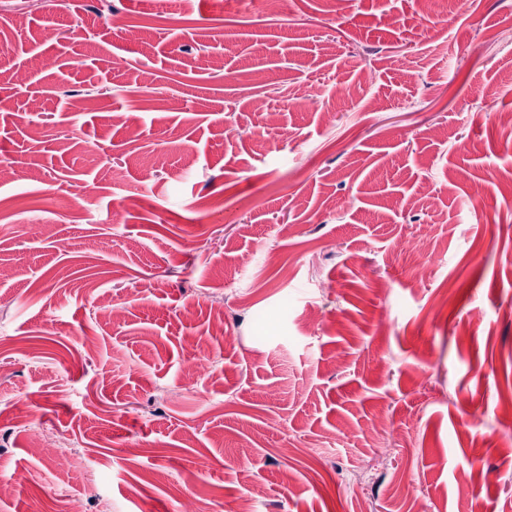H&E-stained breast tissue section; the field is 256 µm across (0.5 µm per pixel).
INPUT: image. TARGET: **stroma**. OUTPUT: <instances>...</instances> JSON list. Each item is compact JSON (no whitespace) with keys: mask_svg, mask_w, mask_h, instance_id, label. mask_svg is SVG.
Segmentation results:
<instances>
[{"mask_svg":"<svg viewBox=\"0 0 512 512\" xmlns=\"http://www.w3.org/2000/svg\"><path fill=\"white\" fill-rule=\"evenodd\" d=\"M469 3L0 0V512H512V0Z\"/></svg>","mask_w":512,"mask_h":512,"instance_id":"stroma-1","label":"stroma"}]
</instances>
